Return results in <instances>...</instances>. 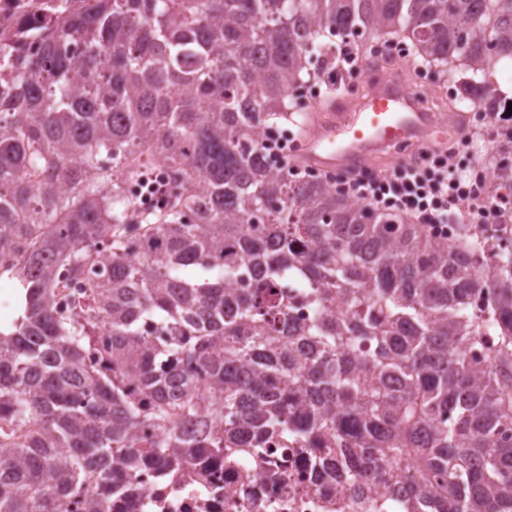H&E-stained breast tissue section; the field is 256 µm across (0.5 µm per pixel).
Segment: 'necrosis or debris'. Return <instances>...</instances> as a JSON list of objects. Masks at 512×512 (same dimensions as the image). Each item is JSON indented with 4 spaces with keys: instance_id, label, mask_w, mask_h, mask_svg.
Here are the masks:
<instances>
[{
    "instance_id": "obj_1",
    "label": "necrosis or debris",
    "mask_w": 512,
    "mask_h": 512,
    "mask_svg": "<svg viewBox=\"0 0 512 512\" xmlns=\"http://www.w3.org/2000/svg\"><path fill=\"white\" fill-rule=\"evenodd\" d=\"M81 0H0V66L12 63L7 51L17 34L48 16L61 17ZM174 173L165 165L153 167L126 193L138 202L130 222L165 208L172 200ZM288 455V471L277 474L274 465L245 456L232 466L200 458L173 472L148 462L133 474V491L105 504V512H402L403 493L364 488L363 499L351 502L348 486L317 472L308 457L297 454L295 443L281 441Z\"/></svg>"
}]
</instances>
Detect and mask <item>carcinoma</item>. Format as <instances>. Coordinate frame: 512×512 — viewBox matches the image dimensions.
I'll return each instance as SVG.
<instances>
[{
  "mask_svg": "<svg viewBox=\"0 0 512 512\" xmlns=\"http://www.w3.org/2000/svg\"><path fill=\"white\" fill-rule=\"evenodd\" d=\"M83 2L19 34L0 72V279L20 310L0 325V512H102L147 461L230 462L282 437L355 492L413 467L406 512H512V251L348 203L252 138L370 39L497 111L512 0ZM158 162L181 190L131 224L125 185ZM62 263L88 289L66 320ZM207 388L224 394L216 431Z\"/></svg>",
  "mask_w": 512,
  "mask_h": 512,
  "instance_id": "1",
  "label": "carcinoma"
}]
</instances>
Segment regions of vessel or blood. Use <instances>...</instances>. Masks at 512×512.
<instances>
[{
    "label": "vessel or blood",
    "instance_id": "b4317fda",
    "mask_svg": "<svg viewBox=\"0 0 512 512\" xmlns=\"http://www.w3.org/2000/svg\"><path fill=\"white\" fill-rule=\"evenodd\" d=\"M302 128L292 164L331 174L382 165L397 144L431 147L446 140L440 113L425 110L419 92L391 69L361 93L325 96L303 113Z\"/></svg>",
    "mask_w": 512,
    "mask_h": 512
}]
</instances>
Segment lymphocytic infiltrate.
<instances>
[{
  "mask_svg": "<svg viewBox=\"0 0 512 512\" xmlns=\"http://www.w3.org/2000/svg\"><path fill=\"white\" fill-rule=\"evenodd\" d=\"M469 138H462L443 150L441 157L424 152L413 161H403L385 171H364L346 179V191L392 214H407L435 236H447L450 223L479 224L504 209H512V199L493 198L483 208L471 207L453 159L464 153Z\"/></svg>",
  "mask_w": 512,
  "mask_h": 512,
  "instance_id": "obj_1",
  "label": "lymphocytic infiltrate"
}]
</instances>
